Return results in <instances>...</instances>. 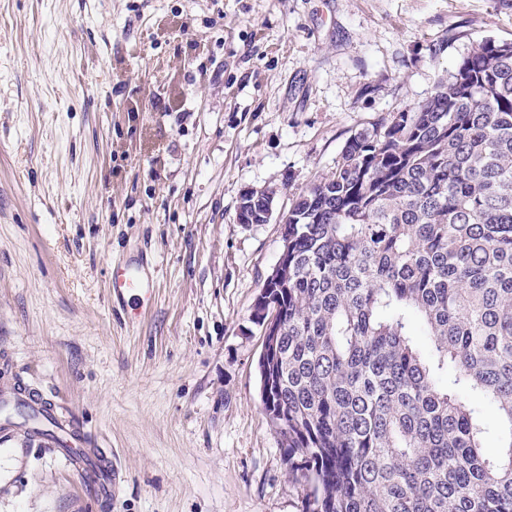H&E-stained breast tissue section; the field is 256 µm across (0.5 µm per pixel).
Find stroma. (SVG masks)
<instances>
[{
    "label": "stroma",
    "instance_id": "stroma-1",
    "mask_svg": "<svg viewBox=\"0 0 512 512\" xmlns=\"http://www.w3.org/2000/svg\"><path fill=\"white\" fill-rule=\"evenodd\" d=\"M489 38L512 0H0V355L119 473L102 505L21 438L0 512H302L258 394L277 217ZM248 189L275 219L238 222ZM154 285L153 275L139 258L129 259L113 269L112 293L133 297L137 301L136 306L140 304V308L151 301Z\"/></svg>",
    "mask_w": 512,
    "mask_h": 512
}]
</instances>
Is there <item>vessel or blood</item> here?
I'll return each instance as SVG.
<instances>
[{
	"instance_id": "1",
	"label": "vessel or blood",
	"mask_w": 512,
	"mask_h": 512,
	"mask_svg": "<svg viewBox=\"0 0 512 512\" xmlns=\"http://www.w3.org/2000/svg\"><path fill=\"white\" fill-rule=\"evenodd\" d=\"M154 285L153 275L138 258L112 272L113 294L129 295L143 306L150 302ZM21 436L35 437L50 448L64 467L81 478L88 497L100 502L111 500L116 475L108 454L93 447L85 431L59 413L54 399L40 392H25L5 375L0 377V454L19 456L14 442Z\"/></svg>"
}]
</instances>
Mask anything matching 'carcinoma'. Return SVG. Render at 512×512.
I'll return each mask as SVG.
<instances>
[{
	"mask_svg": "<svg viewBox=\"0 0 512 512\" xmlns=\"http://www.w3.org/2000/svg\"><path fill=\"white\" fill-rule=\"evenodd\" d=\"M268 298L260 393L303 512H512V42L346 142L288 209ZM484 419L487 424V434L484 439L483 452L487 456H495L499 453L501 446L502 431L497 413L494 408L484 405Z\"/></svg>",
	"mask_w": 512,
	"mask_h": 512,
	"instance_id": "cac0c4a2",
	"label": "carcinoma"
}]
</instances>
